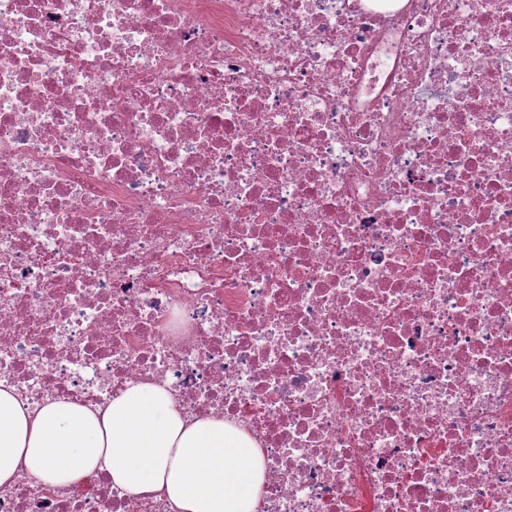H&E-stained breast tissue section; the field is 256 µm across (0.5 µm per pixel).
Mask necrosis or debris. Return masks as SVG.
<instances>
[{
	"label": "necrosis or debris",
	"instance_id": "1",
	"mask_svg": "<svg viewBox=\"0 0 512 512\" xmlns=\"http://www.w3.org/2000/svg\"><path fill=\"white\" fill-rule=\"evenodd\" d=\"M0 380L167 386L260 512H512V0H0Z\"/></svg>",
	"mask_w": 512,
	"mask_h": 512
}]
</instances>
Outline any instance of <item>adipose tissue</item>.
<instances>
[{
	"mask_svg": "<svg viewBox=\"0 0 512 512\" xmlns=\"http://www.w3.org/2000/svg\"><path fill=\"white\" fill-rule=\"evenodd\" d=\"M27 469L54 487L108 472L113 486L165 495L177 512H257L263 454L240 426L193 418L171 391L128 383L104 406L30 408L0 381V487Z\"/></svg>",
	"mask_w": 512,
	"mask_h": 512,
	"instance_id": "obj_1",
	"label": "adipose tissue"
}]
</instances>
